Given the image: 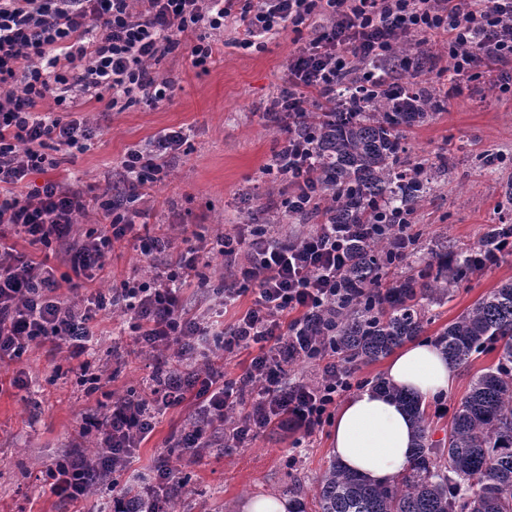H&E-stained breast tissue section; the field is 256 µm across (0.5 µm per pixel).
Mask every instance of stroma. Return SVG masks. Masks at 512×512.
<instances>
[{
	"instance_id": "35a3bbf8",
	"label": "stroma",
	"mask_w": 512,
	"mask_h": 512,
	"mask_svg": "<svg viewBox=\"0 0 512 512\" xmlns=\"http://www.w3.org/2000/svg\"><path fill=\"white\" fill-rule=\"evenodd\" d=\"M225 30L216 42L208 72L191 64L187 47H180L156 67L174 82L170 103L152 108L133 105L124 111L95 101L79 107L81 117L97 128L89 150L59 155V163L34 173L30 185L51 178L94 199L107 175L118 172L128 148L145 144L162 130L182 131L185 141L170 180L145 190L135 206L147 213L149 231L186 239L189 246L209 245L216 234L233 225L251 223L262 214L266 195L286 190L265 168L283 142L281 131L263 117L265 108L288 82V58L297 35L285 30L266 36L263 49L245 51ZM491 77L464 83L461 95L445 101L429 122L406 129L402 139L410 161L434 163L451 157L453 170L415 207L411 234L419 258L442 243L459 251L477 246L488 227L512 223V96L492 90ZM147 263L133 238L115 243L102 274L107 287H118L132 272H145ZM219 259L198 266L183 303L198 315L209 316L220 306L213 295L220 284ZM512 280V254L498 266L474 271L453 288L450 298L432 306L421 340L438 334L479 298ZM256 293L247 290L224 311V327L232 329L252 306ZM102 331L88 358L102 367L104 379L95 393L78 380L77 360L66 354L50 356L47 347L33 345L13 361H0V512H98L101 504L121 494L134 474L152 477L159 461L179 470L188 481L175 498L172 512H241L244 500L283 495L299 484L298 500L311 502L319 477L328 467L332 422L312 436L272 427L242 448L224 447L222 429L210 431V447L198 457L184 455L176 442L195 417L192 404L162 410L148 440L134 450L130 471L112 476V488L96 487L74 506L51 494L47 473L58 457L75 444L86 408L113 403L139 393L150 381L143 354L125 329L129 318L121 310L99 314ZM495 352L473 356L459 366L448 394L425 403L429 436L445 439L472 376L492 365ZM28 382L12 386L15 374Z\"/></svg>"
}]
</instances>
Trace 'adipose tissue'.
Masks as SVG:
<instances>
[{
	"mask_svg": "<svg viewBox=\"0 0 512 512\" xmlns=\"http://www.w3.org/2000/svg\"><path fill=\"white\" fill-rule=\"evenodd\" d=\"M456 368L434 344L412 343L388 361L389 384L430 400L447 393ZM415 424L406 408L367 389L346 399L336 416L330 452L345 469L383 483L402 474L414 456Z\"/></svg>",
	"mask_w": 512,
	"mask_h": 512,
	"instance_id": "1",
	"label": "adipose tissue"
}]
</instances>
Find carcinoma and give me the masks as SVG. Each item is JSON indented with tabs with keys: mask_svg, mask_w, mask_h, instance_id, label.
<instances>
[{
	"mask_svg": "<svg viewBox=\"0 0 512 512\" xmlns=\"http://www.w3.org/2000/svg\"><path fill=\"white\" fill-rule=\"evenodd\" d=\"M411 104L384 93L336 102L317 125L314 166L330 197L329 219L360 224L379 210L413 211L448 162L428 167L399 158L403 129L433 118L438 98L416 87ZM511 224L488 228L480 248L491 250ZM347 283L364 289L349 307L336 306V346L346 361L377 359L423 332L425 303L440 301L474 270V251L428 261L418 277L376 291L379 273L398 258L360 241L349 246ZM451 362L497 352L474 374L448 428V440L431 444L419 398L378 381L373 389L401 402L417 424L409 468L385 483H370L332 461L314 494L315 512H512V281L478 300L436 339Z\"/></svg>",
	"mask_w": 512,
	"mask_h": 512,
	"instance_id": "cac0c4a2",
	"label": "carcinoma"
}]
</instances>
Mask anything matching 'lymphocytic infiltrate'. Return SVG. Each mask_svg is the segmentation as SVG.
Listing matches in <instances>:
<instances>
[{"label":"lymphocytic infiltrate","mask_w":512,"mask_h":512,"mask_svg":"<svg viewBox=\"0 0 512 512\" xmlns=\"http://www.w3.org/2000/svg\"><path fill=\"white\" fill-rule=\"evenodd\" d=\"M228 24L244 49L263 35L310 29L308 41L288 58L287 87L266 112L282 126L281 150L288 155L287 165L276 169L288 192L268 201L291 218L327 207L309 168L319 115L306 110V94L327 106L348 76L357 75L361 86L374 82L376 66L392 59L408 65L401 47L432 36L447 42L453 77L474 80L495 67L498 89L512 92V0H0V360L47 345L88 371L83 356L97 336V316L116 306L130 315L136 342L155 360L147 394L85 415L81 436H97L102 447L96 462L84 466L76 451L50 470L52 494L72 504L88 496L98 476L130 468L133 448L155 429L158 407L191 402L208 425L223 427L227 447L239 448L275 425L312 435L354 387L353 372L338 359L322 322L346 291L349 241L357 235L371 244L381 236L373 220H327L292 243L238 224L204 252L181 248L167 233L145 234L138 238L141 255H165L164 271L129 277L84 306L57 296L48 257L20 252L5 240L8 227L29 246L48 248L69 240L89 214L79 190L52 179L34 188L25 183L29 174L55 168L56 152L89 149L94 128L63 114V107L80 100H104L112 109L165 104L174 82L156 65L189 37L193 66L206 68ZM47 99L55 112L37 113ZM183 140L182 132H163L125 153L121 177L130 196L166 181ZM125 204L103 191L100 229L86 232L69 254L71 289L98 277L114 242L133 233L135 218ZM205 256L225 262L224 299L258 288L232 331L218 319L200 321L182 303L188 273ZM214 339L228 350L257 347L239 379H225L205 360ZM299 359L323 362L317 383L289 384L288 367Z\"/></svg>","instance_id":"lymphocytic-infiltrate-1"}]
</instances>
